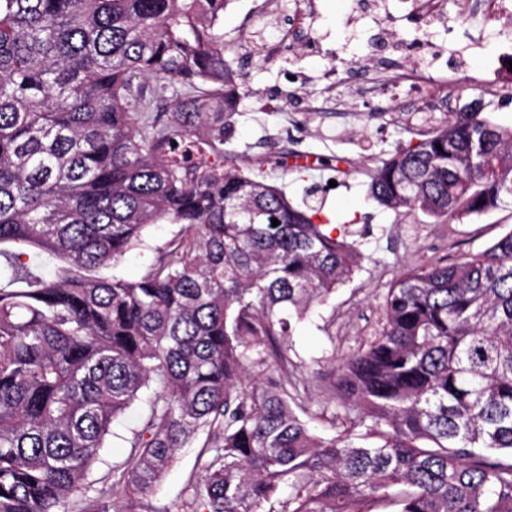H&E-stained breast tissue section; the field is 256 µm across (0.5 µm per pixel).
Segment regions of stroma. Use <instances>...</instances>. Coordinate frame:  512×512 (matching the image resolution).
Masks as SVG:
<instances>
[{
	"label": "stroma",
	"instance_id": "obj_1",
	"mask_svg": "<svg viewBox=\"0 0 512 512\" xmlns=\"http://www.w3.org/2000/svg\"><path fill=\"white\" fill-rule=\"evenodd\" d=\"M290 6V0H231L224 11L225 56L246 90L224 136V161L314 206L318 221L361 246V269L301 320L291 338L290 372L308 388L313 430L329 438L334 428L316 414L341 408L332 398L331 373L379 330L383 297L399 271L483 250L512 231V203L478 217L437 221L378 206L368 197L365 175L377 156L419 140L471 102H481L494 121L512 123V16L436 27L442 55L432 69L437 81L455 84L456 95L448 111L429 114L406 111L402 100L375 89L387 63L408 61L401 48L417 36L409 21L412 0H385L394 23L390 41L375 14L354 12L352 0H310L307 28L286 54H269ZM344 61L351 64L345 80L326 86L324 75ZM178 230L175 224L148 227L143 246L127 255L116 275L139 277L155 249ZM145 409L137 403L113 424L89 472L94 489L111 487L112 468L127 453V428ZM201 453L196 444L180 449L148 499L150 512H182Z\"/></svg>",
	"mask_w": 512,
	"mask_h": 512
}]
</instances>
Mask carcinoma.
Instances as JSON below:
<instances>
[{
    "label": "carcinoma",
    "mask_w": 512,
    "mask_h": 512,
    "mask_svg": "<svg viewBox=\"0 0 512 512\" xmlns=\"http://www.w3.org/2000/svg\"><path fill=\"white\" fill-rule=\"evenodd\" d=\"M229 2L0 0V512H140L201 435L186 512H512V231L396 277L316 434L288 340L363 253L224 164ZM367 176L385 208L481 216L512 199V125L451 112ZM162 222L144 274L108 273ZM146 405L138 402L125 416L120 417L112 426V436L109 437L107 448H104L100 459L92 466L88 480L93 489H109L112 485V466L120 463L129 448H125L123 438L127 435V427L145 412Z\"/></svg>",
    "instance_id": "carcinoma-1"
}]
</instances>
